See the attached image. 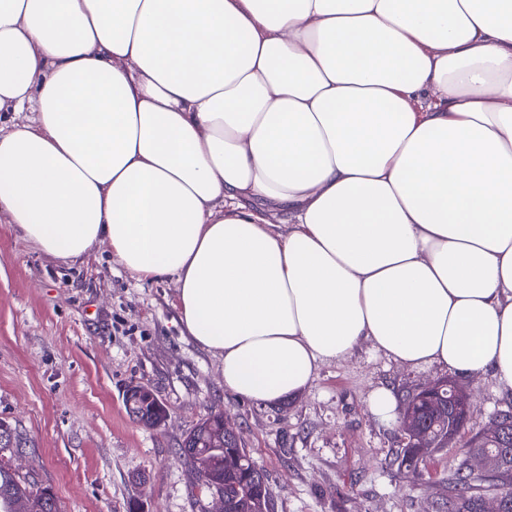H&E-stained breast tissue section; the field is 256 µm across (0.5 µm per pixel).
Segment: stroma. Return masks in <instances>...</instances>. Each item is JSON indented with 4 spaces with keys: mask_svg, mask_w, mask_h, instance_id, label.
I'll return each mask as SVG.
<instances>
[{
    "mask_svg": "<svg viewBox=\"0 0 512 512\" xmlns=\"http://www.w3.org/2000/svg\"><path fill=\"white\" fill-rule=\"evenodd\" d=\"M176 304L173 278L138 279L108 247L58 260L0 223V419L27 441L13 467L51 485L60 512H210L178 454L210 412L228 415L266 473L271 512H444L463 442L512 410L490 375L460 379L472 409L458 440L410 472L399 423H381L370 394L389 384L403 399L446 371L363 346L323 363L302 394L258 404L225 392L219 359L183 336ZM137 384L164 404L165 425L129 416Z\"/></svg>",
    "mask_w": 512,
    "mask_h": 512,
    "instance_id": "35a3bbf8",
    "label": "stroma"
}]
</instances>
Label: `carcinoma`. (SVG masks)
I'll list each match as a JSON object with an SVG mask.
<instances>
[{
  "label": "carcinoma",
  "instance_id": "cac0c4a2",
  "mask_svg": "<svg viewBox=\"0 0 512 512\" xmlns=\"http://www.w3.org/2000/svg\"><path fill=\"white\" fill-rule=\"evenodd\" d=\"M408 404L434 436L448 431V387H441L440 393L430 398L415 396ZM126 409L133 419L152 427L166 418V411L151 393L142 397L139 405H128ZM222 424L219 414L209 413L201 419L184 441L205 454L204 461L194 454H185L183 459L193 467L203 488L224 490L225 512H259L261 503L271 502L266 475L251 459L237 467H224V455L234 444L222 436ZM509 443L512 444V427L503 440L484 433L461 449L464 459L448 478V512H480L481 500L491 490L499 491L505 501V512H512V455L503 458L502 470L493 477L473 474L465 459L471 449L496 453ZM20 447L22 439L7 422L0 420V512H13V504L19 498L29 502L30 512H59L51 488L29 483L4 460L6 453Z\"/></svg>",
  "mask_w": 512,
  "mask_h": 512
}]
</instances>
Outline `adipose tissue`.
<instances>
[{
  "mask_svg": "<svg viewBox=\"0 0 512 512\" xmlns=\"http://www.w3.org/2000/svg\"><path fill=\"white\" fill-rule=\"evenodd\" d=\"M0 214L174 277L274 404L363 344L512 394V0H0Z\"/></svg>",
  "mask_w": 512,
  "mask_h": 512,
  "instance_id": "adipose-tissue-1",
  "label": "adipose tissue"
}]
</instances>
